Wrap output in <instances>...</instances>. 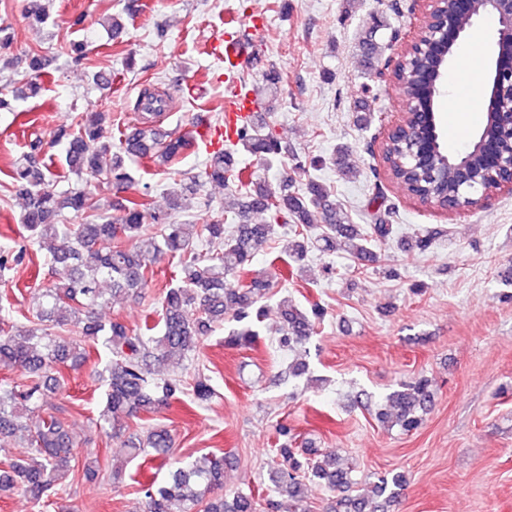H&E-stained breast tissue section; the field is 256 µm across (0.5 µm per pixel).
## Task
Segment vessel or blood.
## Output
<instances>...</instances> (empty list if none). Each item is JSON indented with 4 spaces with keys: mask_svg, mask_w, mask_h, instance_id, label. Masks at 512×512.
I'll list each match as a JSON object with an SVG mask.
<instances>
[{
    "mask_svg": "<svg viewBox=\"0 0 512 512\" xmlns=\"http://www.w3.org/2000/svg\"><path fill=\"white\" fill-rule=\"evenodd\" d=\"M254 35V27L246 26L224 37V66L231 73H240L245 65ZM259 118L254 93L237 89L224 104L223 125H213L210 116L201 113L196 117L197 132L206 149L212 151L235 141L241 130L253 126Z\"/></svg>",
    "mask_w": 512,
    "mask_h": 512,
    "instance_id": "vessel-or-blood-1",
    "label": "vessel or blood"
}]
</instances>
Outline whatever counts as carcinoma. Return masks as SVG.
<instances>
[{
	"instance_id": "1",
	"label": "carcinoma",
	"mask_w": 512,
	"mask_h": 512,
	"mask_svg": "<svg viewBox=\"0 0 512 512\" xmlns=\"http://www.w3.org/2000/svg\"><path fill=\"white\" fill-rule=\"evenodd\" d=\"M27 62L31 94L40 92L39 77L45 63L34 51L17 58L12 65ZM163 109V99L144 89L136 101V110L153 114ZM103 112H84L78 129L69 135L65 166L77 175L95 176L106 172L115 183L131 181L125 158H148L159 166H169L188 147L183 136H172L158 143L146 122L134 126L112 152V142L105 139ZM413 134L408 124L404 135L385 144L392 158L397 184L403 191L420 198L439 199L449 193L444 182H430L410 160L406 143ZM240 150L261 157L266 162L289 158L288 145L262 127L242 131L235 142ZM111 155L108 169L100 158ZM336 171L344 179L356 175L351 149L339 146L333 158ZM205 181L234 191L231 214H222L204 224L181 223L172 215L180 209L184 187L174 184L170 211L150 213L146 204L133 198L117 208L112 216L98 215L100 222L61 224L66 212L92 217L98 206L92 194L83 190L58 191L52 187L50 166L29 158L16 167L12 180L17 192L26 200L21 219L29 236L57 242L52 247L51 262L66 272V277L38 290L33 303L31 325L0 336V367L17 369L29 379L21 390L0 386V436H18L31 448V456L0 472V490L20 488L35 507L59 481L72 471L74 442L61 422L46 411L49 391L60 384V367L90 350L104 354L100 375L107 385L106 408L100 428L121 429L129 420L157 412L176 394L188 391L199 401L211 396L202 377L192 383L163 374L161 365L178 364L193 353L201 338L215 325L232 315L235 326L225 338L230 346L248 347L259 332L254 321L263 318L265 307L258 299L270 288L268 276L251 273L256 250L274 233V225L293 226L286 253L299 265L310 249L333 252L343 246L360 261L376 260L373 247L392 234L390 215L374 217L365 230L350 222L347 214L336 210L332 192L323 182L310 178L302 188L285 177L277 186L253 184L243 179L229 150H218L207 159ZM265 215V222H252V215ZM155 224L147 232L146 221ZM321 233L312 236L315 223ZM218 245L217 252H203L197 243ZM165 256L179 258V276L165 289L161 301V325L145 322L138 330L129 329L114 319L109 323L96 320L93 307L103 300L100 285L111 286V298L139 294L152 279V265ZM282 319L281 346L300 351L316 333L324 317V308L314 303L304 309L284 297L278 303ZM78 335H71L72 329ZM92 342L91 349L80 342ZM432 380L425 375L398 384L385 396L378 409V419L394 422L404 432L422 425L421 412L434 399ZM284 441L274 449L276 461L267 472V498L253 490L238 491L227 498L216 494L223 488L227 459L204 456L180 463L171 478L142 488L145 512H172V503L182 504L181 512H310L305 490L317 484L326 491L322 512H388L407 486L406 477L388 472L375 476L372 495L359 492V479L343 466L332 451L302 455L293 446L296 436L281 429ZM172 448L170 431L161 426L150 429L146 438L130 446L133 456L150 455L164 461Z\"/></svg>"
}]
</instances>
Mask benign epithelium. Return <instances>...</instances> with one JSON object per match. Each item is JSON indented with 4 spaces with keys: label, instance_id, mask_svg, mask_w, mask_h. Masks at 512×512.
I'll use <instances>...</instances> for the list:
<instances>
[{
    "label": "benign epithelium",
    "instance_id": "benign-epithelium-1",
    "mask_svg": "<svg viewBox=\"0 0 512 512\" xmlns=\"http://www.w3.org/2000/svg\"><path fill=\"white\" fill-rule=\"evenodd\" d=\"M451 7L440 6V0H431L430 12L425 17L417 37L407 46L395 62V66L405 63L409 54L424 55L429 58L427 66L417 70L413 79L403 84L407 90L406 111H414L413 92L415 82L423 85V97L428 101V109L417 111L418 127L413 140L416 154L430 170L441 169L458 175L459 182L474 184L475 162L492 159L490 169L499 188L512 189V154L499 150L497 139L512 138V67L504 68L501 58L512 55V0H467L468 6L460 7L459 0H448ZM465 16L467 24L490 17L495 22L493 39L498 48L495 56V79L487 83L482 90V105L487 125L495 135L482 133L479 140L456 154H447L441 150L442 127L434 112V103L442 94L447 79L448 65L455 58L457 47L462 41L465 27L458 18ZM487 199V196L474 200L462 199L456 195L448 196L444 201H425V204L450 211L472 207Z\"/></svg>",
    "mask_w": 512,
    "mask_h": 512
}]
</instances>
